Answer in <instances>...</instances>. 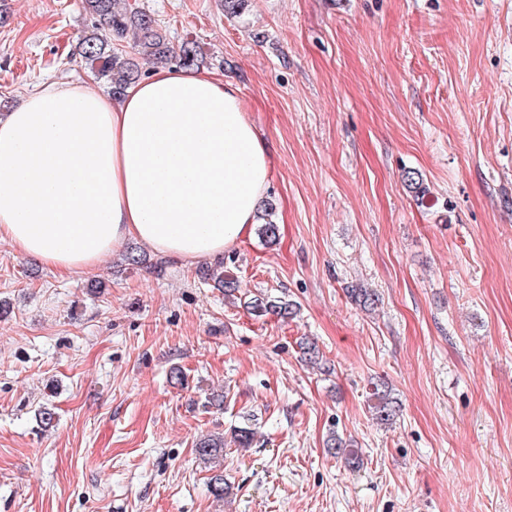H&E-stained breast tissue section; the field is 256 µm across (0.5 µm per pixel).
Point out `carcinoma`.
<instances>
[{
	"label": "carcinoma",
	"instance_id": "1",
	"mask_svg": "<svg viewBox=\"0 0 512 512\" xmlns=\"http://www.w3.org/2000/svg\"><path fill=\"white\" fill-rule=\"evenodd\" d=\"M84 10L93 23L77 43L76 55L106 81L112 97L116 99L141 78L142 60L153 64H167L175 60L188 68L205 63L196 42L186 40L177 48L172 46L158 19L129 3V0H84ZM126 44L129 45L127 50L124 49ZM207 276L214 287L224 291V297L235 298L240 293L238 281L224 276V272L213 269ZM346 292L352 301L367 311L379 303V297L372 289L359 284L346 289ZM246 308L257 317L273 314L286 318L296 312L297 306L288 300L255 296L246 303ZM370 400L369 409L376 422L389 424L394 420L399 403L386 383L373 384ZM254 436V429L250 426L237 427L232 432V442L240 448H247ZM224 446V436L210 435L196 443L195 451L201 459L211 462L223 457ZM326 447L352 467L361 463L358 449L338 434L330 436Z\"/></svg>",
	"mask_w": 512,
	"mask_h": 512
}]
</instances>
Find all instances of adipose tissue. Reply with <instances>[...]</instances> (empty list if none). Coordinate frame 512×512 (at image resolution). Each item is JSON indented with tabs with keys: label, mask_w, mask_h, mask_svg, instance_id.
Instances as JSON below:
<instances>
[{
	"label": "adipose tissue",
	"mask_w": 512,
	"mask_h": 512,
	"mask_svg": "<svg viewBox=\"0 0 512 512\" xmlns=\"http://www.w3.org/2000/svg\"><path fill=\"white\" fill-rule=\"evenodd\" d=\"M270 170L223 78L159 67L118 100L52 84L0 116V241L63 279L131 239L213 262L255 224Z\"/></svg>",
	"instance_id": "1"
}]
</instances>
